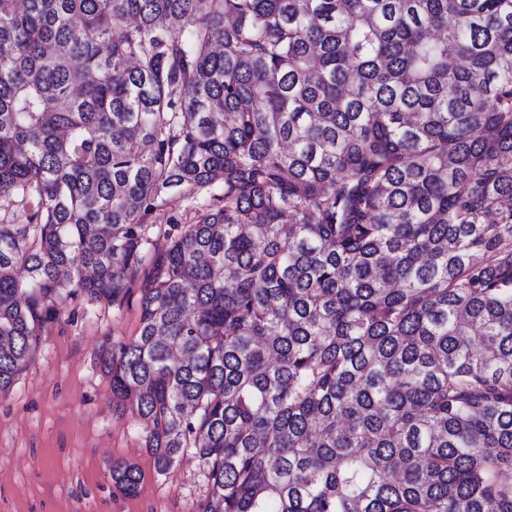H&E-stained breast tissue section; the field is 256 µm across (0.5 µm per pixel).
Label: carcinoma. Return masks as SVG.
<instances>
[{
    "mask_svg": "<svg viewBox=\"0 0 512 512\" xmlns=\"http://www.w3.org/2000/svg\"><path fill=\"white\" fill-rule=\"evenodd\" d=\"M0 200L1 396L148 266L100 360L200 512H512V0H0ZM203 196L204 193L195 199L177 198L174 203L155 211L149 218V224L162 225L166 228L168 224H192L196 215L195 200L202 201Z\"/></svg>",
    "mask_w": 512,
    "mask_h": 512,
    "instance_id": "cac0c4a2",
    "label": "carcinoma"
}]
</instances>
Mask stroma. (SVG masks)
<instances>
[{
  "label": "stroma",
  "mask_w": 512,
  "mask_h": 512,
  "mask_svg": "<svg viewBox=\"0 0 512 512\" xmlns=\"http://www.w3.org/2000/svg\"><path fill=\"white\" fill-rule=\"evenodd\" d=\"M146 285L138 278L118 308L58 299L29 368L0 397V512H197L206 470L187 453L158 474L137 415L116 412L99 363L105 348L136 336ZM117 461L140 469L136 495L113 483Z\"/></svg>",
  "instance_id": "obj_1"
}]
</instances>
